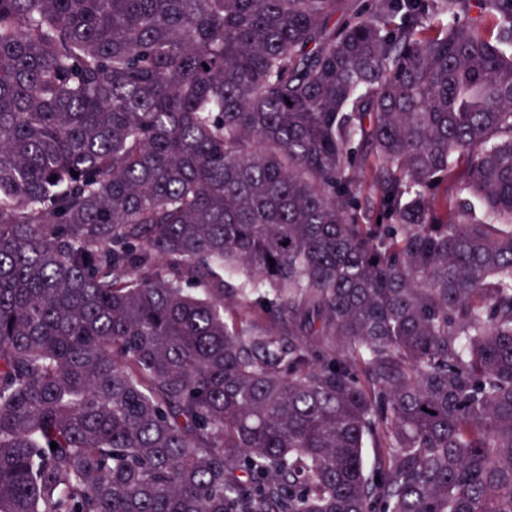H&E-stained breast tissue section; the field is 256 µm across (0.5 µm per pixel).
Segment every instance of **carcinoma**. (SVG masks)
<instances>
[{
    "mask_svg": "<svg viewBox=\"0 0 512 512\" xmlns=\"http://www.w3.org/2000/svg\"><path fill=\"white\" fill-rule=\"evenodd\" d=\"M0 512H512V0H0Z\"/></svg>",
    "mask_w": 512,
    "mask_h": 512,
    "instance_id": "carcinoma-1",
    "label": "carcinoma"
}]
</instances>
